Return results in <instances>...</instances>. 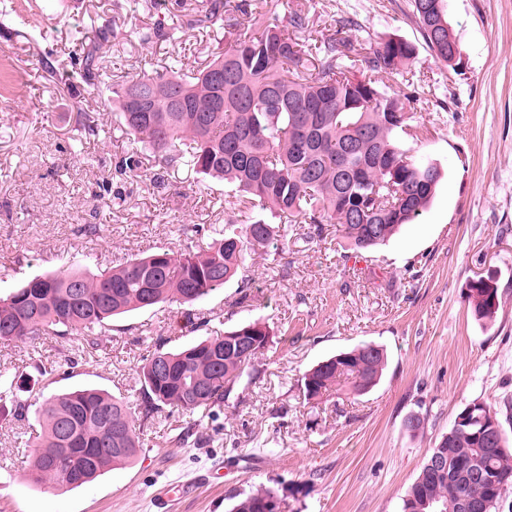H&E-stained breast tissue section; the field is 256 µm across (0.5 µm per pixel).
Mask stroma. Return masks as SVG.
Segmentation results:
<instances>
[{"mask_svg": "<svg viewBox=\"0 0 512 512\" xmlns=\"http://www.w3.org/2000/svg\"><path fill=\"white\" fill-rule=\"evenodd\" d=\"M16 14L0 30V289L70 267L91 273L162 248H186L183 226L222 228L224 185L187 168H158L143 159L138 177L116 181L117 157L141 144L118 130L112 93H87L61 79L76 32L93 34L111 19L108 72L135 74L181 60L184 70L216 49L193 30L180 42L141 45L137 30L166 18L143 0H14ZM281 15L301 8L310 31L344 27L349 38L394 34L412 42L410 63L422 82L407 104L423 123L422 152L445 177L419 223L386 244L342 259V238L308 243L287 235L258 249L251 307L230 310L235 284L196 304L198 316L225 326L267 322L271 348L256 364L250 389L235 387L224 409L203 419L198 443L183 442L171 418L164 436L149 434L132 465L73 490L33 488L11 461L19 428L0 409V512H158L154 493L171 484L190 490L172 512H228L239 492L265 485L281 512H401L402 499L430 448L472 401L490 404L512 441V0H447L461 73L426 47L411 0H256ZM27 31L19 38L15 29ZM100 115L98 137L74 151L75 115ZM442 113L444 123L429 124ZM112 192L100 193L102 184ZM97 227L94 236L80 232ZM490 276L499 286L494 321L477 320L467 286ZM177 308L163 305L114 318L112 341L87 356L78 374L57 377L55 391L93 387L123 396L136 389V359L157 337L178 347L198 334L176 330ZM365 343L382 345L388 364L363 395L349 382L304 401L302 375L319 361ZM67 346L0 345V371L30 359L57 361ZM422 420L420 430L407 426Z\"/></svg>", "mask_w": 512, "mask_h": 512, "instance_id": "35a3bbf8", "label": "stroma"}]
</instances>
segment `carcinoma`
I'll return each instance as SVG.
<instances>
[{"label": "carcinoma", "mask_w": 512, "mask_h": 512, "mask_svg": "<svg viewBox=\"0 0 512 512\" xmlns=\"http://www.w3.org/2000/svg\"><path fill=\"white\" fill-rule=\"evenodd\" d=\"M421 34L434 56L455 73L461 59L448 62L446 0H412ZM249 15L224 51L189 74L169 65L112 80V107L120 129L160 158L163 169L191 167L224 181V209H259L279 223L230 219L196 250L161 249L128 260L98 275L62 270L36 275L0 294V343L37 344L71 338L74 349L56 364L36 362L38 377L72 375L85 354L104 352L114 317L161 303L191 306L229 282L237 285L234 307L253 300L250 261L256 249L300 225L308 242L322 240L334 224L345 249L366 252L412 224L429 206L444 178L441 164L420 153L417 127L406 103L415 100L414 80L398 88L385 79L415 57V46L388 35L361 52L337 29L318 38L300 36L308 15L294 10L281 17L251 9L241 0H209L199 35L223 39L224 15ZM182 26L157 23L135 33L138 41L176 42ZM112 24L76 44L67 80L94 88L102 75L104 48ZM319 61L317 72L309 64ZM76 142L98 135L99 116L79 112ZM132 153L114 166L115 176L138 175ZM474 316L493 321L498 287L491 277L469 284ZM238 336H256L253 350L238 348ZM270 326L258 320L214 330L196 342L169 349L159 339L145 346L137 366L139 388L131 403L95 388L41 395L31 401L16 386L17 374L0 373V402L15 420L29 417L40 432L27 444L24 481L32 487H81L131 463L141 451V428L162 425L163 416L212 417L224 408L234 387L255 383L249 372L273 343ZM387 365L380 345L364 344L331 356L301 379L305 400L329 392L341 379L369 392ZM474 421L443 435L426 455L402 499V512H463L460 500L492 504L512 492V453L506 439L490 440L502 426L497 411L471 402L462 413ZM442 471L429 467L434 458ZM277 492L259 486L237 495L230 512H269Z\"/></svg>", "instance_id": "1"}]
</instances>
